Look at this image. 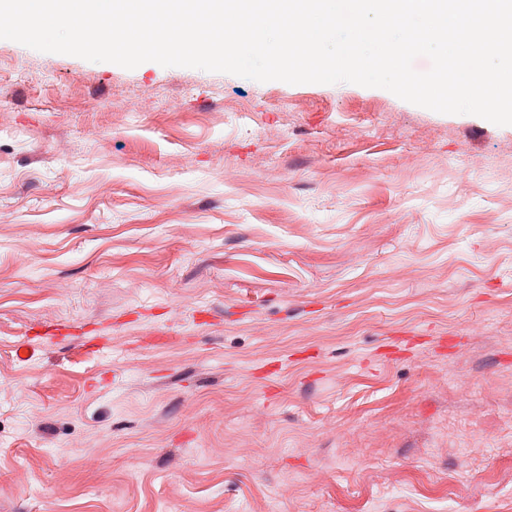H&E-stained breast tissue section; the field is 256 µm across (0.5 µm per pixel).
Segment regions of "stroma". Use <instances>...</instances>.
Segmentation results:
<instances>
[{"label":"stroma","instance_id":"obj_1","mask_svg":"<svg viewBox=\"0 0 512 512\" xmlns=\"http://www.w3.org/2000/svg\"><path fill=\"white\" fill-rule=\"evenodd\" d=\"M0 512H512V125L0 39Z\"/></svg>","mask_w":512,"mask_h":512}]
</instances>
